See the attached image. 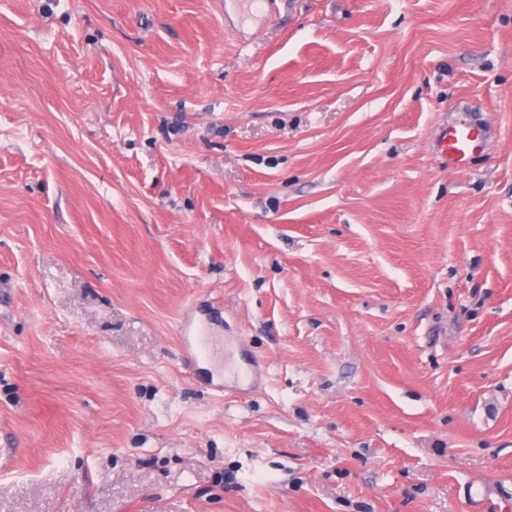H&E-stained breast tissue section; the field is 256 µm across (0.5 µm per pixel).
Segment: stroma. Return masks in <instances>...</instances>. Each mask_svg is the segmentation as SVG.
I'll return each mask as SVG.
<instances>
[{
  "mask_svg": "<svg viewBox=\"0 0 512 512\" xmlns=\"http://www.w3.org/2000/svg\"><path fill=\"white\" fill-rule=\"evenodd\" d=\"M0 448V512H512V0H0ZM480 147L481 136L471 127H447L440 134V152L458 170Z\"/></svg>",
  "mask_w": 512,
  "mask_h": 512,
  "instance_id": "obj_1",
  "label": "stroma"
}]
</instances>
